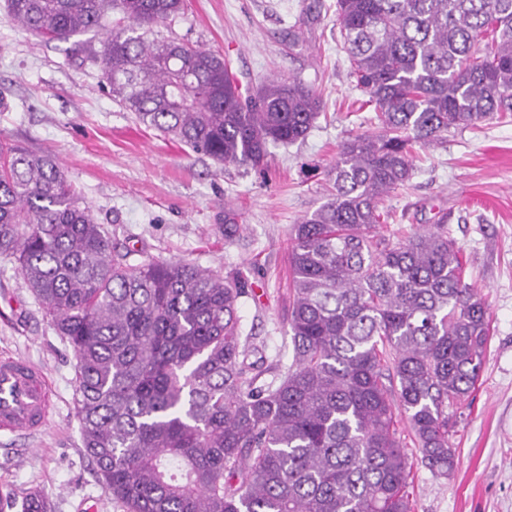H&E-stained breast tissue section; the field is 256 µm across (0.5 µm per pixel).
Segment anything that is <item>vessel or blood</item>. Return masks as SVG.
<instances>
[{
  "mask_svg": "<svg viewBox=\"0 0 512 512\" xmlns=\"http://www.w3.org/2000/svg\"><path fill=\"white\" fill-rule=\"evenodd\" d=\"M53 390L45 371L28 358L0 356V434L26 440L50 423Z\"/></svg>",
  "mask_w": 512,
  "mask_h": 512,
  "instance_id": "vessel-or-blood-1",
  "label": "vessel or blood"
}]
</instances>
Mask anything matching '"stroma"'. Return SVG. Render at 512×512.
<instances>
[{"instance_id":"obj_1","label":"stroma","mask_w":512,"mask_h":512,"mask_svg":"<svg viewBox=\"0 0 512 512\" xmlns=\"http://www.w3.org/2000/svg\"><path fill=\"white\" fill-rule=\"evenodd\" d=\"M153 35L221 52L245 85L301 79L320 94L322 113L305 139L271 147L264 170L217 166L137 124L102 88L94 56L106 32L45 42L0 5V134L60 164L111 237L113 255L182 258L246 281L242 327L275 355L288 343L291 227L326 201L341 142L375 129L349 75L336 0H186L183 14L154 25ZM383 208L385 235L445 220L491 315L480 378L455 409V470L440 478L414 462L415 512H512V116L417 148L411 179ZM2 352L44 369L55 410L28 441L0 436V512H22L35 489L52 498L54 512H122L81 444L74 352L16 264L0 256Z\"/></svg>"}]
</instances>
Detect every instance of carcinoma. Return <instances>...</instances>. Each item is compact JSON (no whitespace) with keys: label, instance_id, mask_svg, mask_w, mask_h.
Masks as SVG:
<instances>
[{"label":"carcinoma","instance_id":"1","mask_svg":"<svg viewBox=\"0 0 512 512\" xmlns=\"http://www.w3.org/2000/svg\"><path fill=\"white\" fill-rule=\"evenodd\" d=\"M184 0H5L67 42L119 15L96 58L136 121L219 165L264 167L306 137L321 98L298 78L242 93L224 56L148 37ZM378 127L342 141L327 201L291 228V360L242 335L245 281L183 260L112 259V240L48 155L0 137V255L74 351L82 445L124 512H414L421 463L456 465L448 408L475 388L491 335L443 223L379 234L414 146L512 113V0H336Z\"/></svg>","mask_w":512,"mask_h":512}]
</instances>
